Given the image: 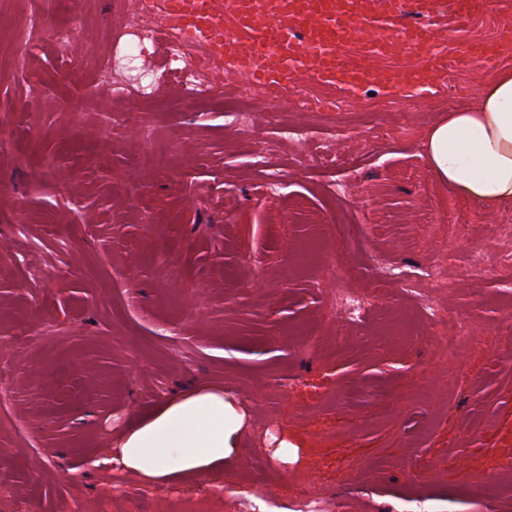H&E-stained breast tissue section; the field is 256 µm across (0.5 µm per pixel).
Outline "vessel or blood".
I'll return each mask as SVG.
<instances>
[{"instance_id": "obj_1", "label": "vessel or blood", "mask_w": 512, "mask_h": 512, "mask_svg": "<svg viewBox=\"0 0 512 512\" xmlns=\"http://www.w3.org/2000/svg\"><path fill=\"white\" fill-rule=\"evenodd\" d=\"M342 0H150V10L194 44L206 63L229 61L273 98L287 96L301 75L355 95L367 74L384 84L411 89L419 96L437 94L441 77L420 76L397 68L371 70L365 57L344 52L365 24L387 32L374 53L389 56L404 46L431 57L441 29L437 0H366L364 10L342 8ZM491 44L469 45L456 52L458 67L495 60Z\"/></svg>"}]
</instances>
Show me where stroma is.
Listing matches in <instances>:
<instances>
[{
  "label": "stroma",
  "mask_w": 512,
  "mask_h": 512,
  "mask_svg": "<svg viewBox=\"0 0 512 512\" xmlns=\"http://www.w3.org/2000/svg\"><path fill=\"white\" fill-rule=\"evenodd\" d=\"M109 10L0 0L5 31L43 29L24 59L0 50V512H296L308 492L329 512H512V206L456 199L423 151L512 65V44L453 62L512 22V0L445 17L440 93L370 83L330 112L301 111L326 93L310 77L273 104L242 78L184 96L152 48L160 91L128 98L97 80ZM65 21L80 31L66 55L52 36ZM379 34L343 49L422 66L373 56ZM452 199L469 223L449 224ZM334 263L361 320L328 307ZM408 286L473 342L445 357ZM197 384L245 417L222 472L147 484L99 466ZM493 61L496 59L495 46L493 44L469 45L456 51L458 67L469 69L477 60Z\"/></svg>",
  "instance_id": "stroma-1"
}]
</instances>
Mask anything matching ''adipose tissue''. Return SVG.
<instances>
[{"instance_id":"ef3b65f1","label":"adipose tissue","mask_w":512,"mask_h":512,"mask_svg":"<svg viewBox=\"0 0 512 512\" xmlns=\"http://www.w3.org/2000/svg\"><path fill=\"white\" fill-rule=\"evenodd\" d=\"M438 181L486 212L512 205V67L499 69L478 99L449 110L424 135ZM244 416L206 385L169 400L117 441L112 463L150 482L223 470Z\"/></svg>"}]
</instances>
